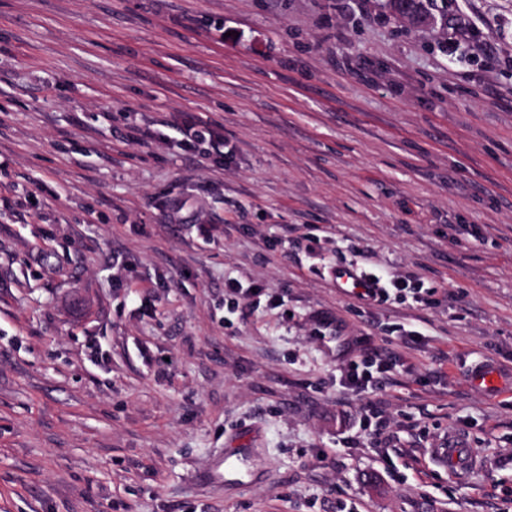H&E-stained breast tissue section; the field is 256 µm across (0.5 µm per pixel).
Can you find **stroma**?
I'll return each instance as SVG.
<instances>
[{
  "label": "stroma",
  "mask_w": 512,
  "mask_h": 512,
  "mask_svg": "<svg viewBox=\"0 0 512 512\" xmlns=\"http://www.w3.org/2000/svg\"><path fill=\"white\" fill-rule=\"evenodd\" d=\"M448 9L0 0V512H512V388L466 380L512 369V0ZM359 254L424 302L346 294ZM227 448L247 488L206 483ZM410 4L417 11L434 17L436 23L433 26L439 24L443 29L448 27V0H411ZM174 129L181 135L179 142L185 148L198 151L204 156L212 153L224 154V135L215 128L200 126L192 115H184L181 123L176 124ZM201 144H206L207 147L199 150ZM347 381L357 394L381 389L383 380L392 371L393 364L377 351L367 354L361 360H350L345 365ZM467 381L484 392L502 388L503 377L500 369L492 363L482 362L467 373ZM448 471L456 476L467 472L472 466L471 454L468 448L459 445L448 446Z\"/></svg>",
  "instance_id": "35a3bbf8"
}]
</instances>
